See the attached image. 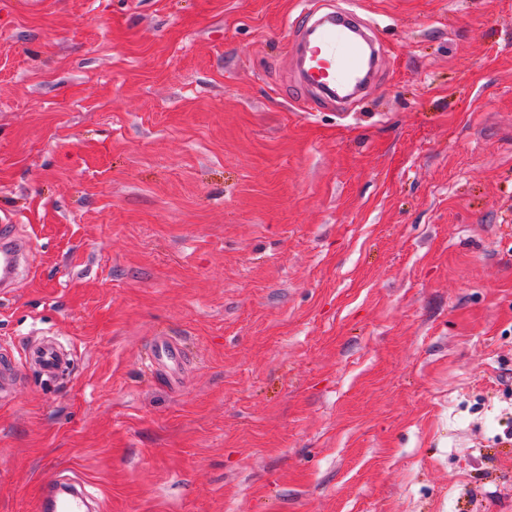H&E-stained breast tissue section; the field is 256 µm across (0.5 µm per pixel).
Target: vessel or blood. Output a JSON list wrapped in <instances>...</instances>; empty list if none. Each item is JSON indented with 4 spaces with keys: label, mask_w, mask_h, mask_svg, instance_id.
Masks as SVG:
<instances>
[{
    "label": "vessel or blood",
    "mask_w": 512,
    "mask_h": 512,
    "mask_svg": "<svg viewBox=\"0 0 512 512\" xmlns=\"http://www.w3.org/2000/svg\"><path fill=\"white\" fill-rule=\"evenodd\" d=\"M288 56L295 72L294 102L303 112L323 104L360 103L377 77L383 42L376 25L363 24L355 12L336 7L333 0H302V8L290 20ZM30 242L20 237L15 225L0 226V284L16 280ZM30 356L46 378L55 377L66 361L52 344L31 348ZM43 512H86L82 494L62 493L56 479L41 488Z\"/></svg>",
    "instance_id": "1"
}]
</instances>
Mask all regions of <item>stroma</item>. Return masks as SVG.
I'll return each instance as SVG.
<instances>
[{"mask_svg":"<svg viewBox=\"0 0 512 512\" xmlns=\"http://www.w3.org/2000/svg\"><path fill=\"white\" fill-rule=\"evenodd\" d=\"M298 9L0 0V224L33 258L0 291V512L59 474L98 512H512V0H358L389 53L347 112L282 92ZM29 355L39 364L42 374L51 379L66 365V361L53 344H42L29 350Z\"/></svg>","mask_w":512,"mask_h":512,"instance_id":"1","label":"stroma"}]
</instances>
